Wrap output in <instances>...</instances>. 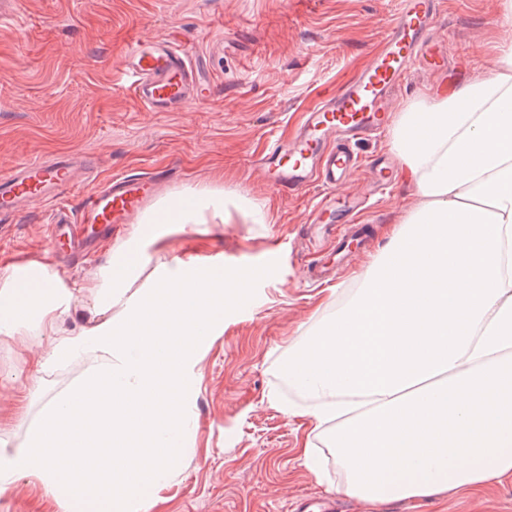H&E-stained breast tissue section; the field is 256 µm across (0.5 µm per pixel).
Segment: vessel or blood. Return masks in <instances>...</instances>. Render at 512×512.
<instances>
[{"mask_svg":"<svg viewBox=\"0 0 512 512\" xmlns=\"http://www.w3.org/2000/svg\"><path fill=\"white\" fill-rule=\"evenodd\" d=\"M439 3L401 0L369 65L310 109L292 139L270 142L257 159L267 186L278 194H299L313 186L324 190V197L310 212V223L337 225L343 239L363 235L362 225L351 221L355 201L338 190L363 165L356 144L387 126L392 96L410 66L416 63L434 72L445 67V51L432 39ZM121 66L131 79L134 95L152 112L184 110L207 92L188 52L156 36L138 39ZM90 166L86 154L75 152L0 172V215L57 199L75 187ZM167 178L163 170L148 176L125 174L86 195L78 211L55 208L49 224L51 248H66V241L58 236L64 225L88 240L112 225L132 222Z\"/></svg>","mask_w":512,"mask_h":512,"instance_id":"b4317fda","label":"vessel or blood"}]
</instances>
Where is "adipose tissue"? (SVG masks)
<instances>
[{"label": "adipose tissue", "mask_w": 512, "mask_h": 512, "mask_svg": "<svg viewBox=\"0 0 512 512\" xmlns=\"http://www.w3.org/2000/svg\"><path fill=\"white\" fill-rule=\"evenodd\" d=\"M390 149L418 204L287 363L340 492L371 505L512 477V38L490 75L396 112ZM223 216L220 193L159 200L77 285L35 259L0 266V340L28 347L29 396L86 364L23 439L0 436L1 498L33 477L65 512H154L192 454L198 365L249 280L168 240Z\"/></svg>", "instance_id": "adipose-tissue-1"}]
</instances>
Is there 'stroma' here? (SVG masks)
Segmentation results:
<instances>
[{
  "label": "stroma",
  "mask_w": 512,
  "mask_h": 512,
  "mask_svg": "<svg viewBox=\"0 0 512 512\" xmlns=\"http://www.w3.org/2000/svg\"><path fill=\"white\" fill-rule=\"evenodd\" d=\"M399 8L400 0H12L0 17V171L82 151L97 159V181L165 168V195L217 189L268 215L257 224L230 207L210 233L170 239L174 253L194 249L222 260L225 275L246 270L253 280L198 366L201 389L188 414L193 455L164 490L158 512H287L302 493L335 497L340 512H512V480L496 479L371 510L337 492L323 438L312 440L324 457L321 475L303 466L297 448L305 432L288 414L311 406L283 374L288 346L333 313L320 304L321 287L304 277L327 249L307 250L299 240L322 190L279 197L250 161L271 138L292 135L308 109L370 62ZM437 30L447 41V68L434 77L412 71L395 108L488 74L486 51L498 34L493 0H444ZM144 35L189 51L209 84L206 98L182 112L140 105L120 62ZM415 203L399 177L372 199L357 218L369 226V239L350 266L338 268L336 288H356L354 272ZM50 211L36 205L0 217V264L46 260ZM27 354L21 342L0 340V433L16 438L25 434L17 414L42 406L26 398ZM0 512L62 510L25 479L0 499Z\"/></svg>",
  "instance_id": "stroma-1"
}]
</instances>
